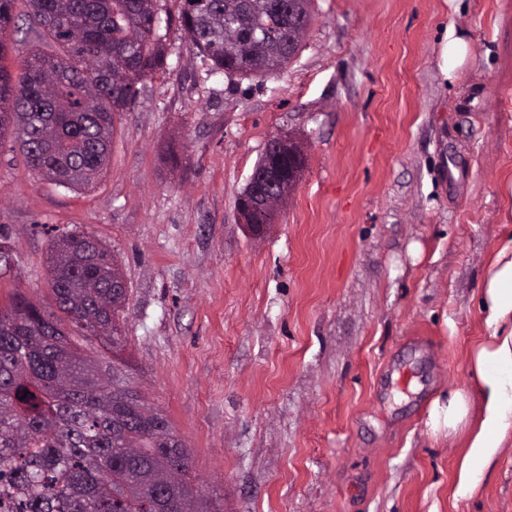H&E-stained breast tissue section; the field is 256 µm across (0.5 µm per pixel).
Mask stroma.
<instances>
[{
  "mask_svg": "<svg viewBox=\"0 0 512 512\" xmlns=\"http://www.w3.org/2000/svg\"><path fill=\"white\" fill-rule=\"evenodd\" d=\"M171 16L169 70L116 120L102 177L73 191L0 139V291L47 293L54 235L123 265L139 387L224 512H512V433L454 498L466 436L429 410L474 391L487 265L512 235V0H314L283 74L228 78ZM0 62L40 44L27 0ZM470 53L440 72L449 28ZM308 161L274 223L237 201L268 141Z\"/></svg>",
  "mask_w": 512,
  "mask_h": 512,
  "instance_id": "stroma-1",
  "label": "stroma"
}]
</instances>
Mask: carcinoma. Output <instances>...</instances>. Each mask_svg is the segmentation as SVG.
Masks as SVG:
<instances>
[{
	"label": "carcinoma",
	"instance_id": "1",
	"mask_svg": "<svg viewBox=\"0 0 512 512\" xmlns=\"http://www.w3.org/2000/svg\"><path fill=\"white\" fill-rule=\"evenodd\" d=\"M162 0H28L47 53L29 50L13 79L0 65V137L13 131L28 168L59 186L93 185L110 162L115 116L145 78L165 73ZM196 55L228 76L263 78L295 56L313 0H180ZM15 0H0V34ZM274 214L296 187L288 156ZM49 297L15 290L0 305V498L13 512H223L192 492L190 456L164 412L112 389L105 357L82 351L64 324L103 350H124L119 311L128 288L115 256L73 231L51 240Z\"/></svg>",
	"mask_w": 512,
	"mask_h": 512
}]
</instances>
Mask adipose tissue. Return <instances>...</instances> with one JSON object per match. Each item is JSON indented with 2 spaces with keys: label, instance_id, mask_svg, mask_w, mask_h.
Here are the masks:
<instances>
[{
  "label": "adipose tissue",
  "instance_id": "adipose-tissue-1",
  "mask_svg": "<svg viewBox=\"0 0 512 512\" xmlns=\"http://www.w3.org/2000/svg\"><path fill=\"white\" fill-rule=\"evenodd\" d=\"M479 302L491 334L470 353L476 391H451L447 402H433L429 413L433 432L467 435L456 486L461 497L476 490L512 432V236L490 262Z\"/></svg>",
  "mask_w": 512,
  "mask_h": 512
}]
</instances>
